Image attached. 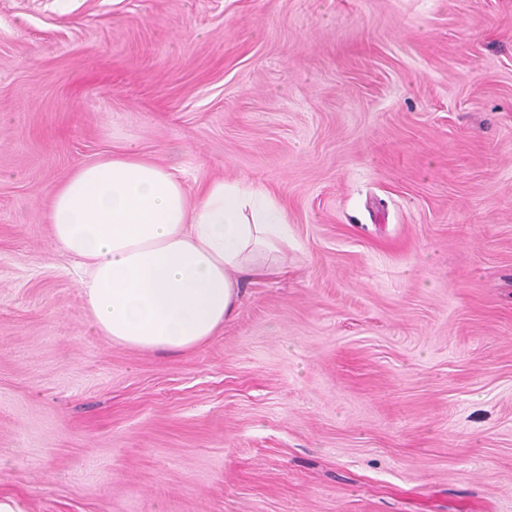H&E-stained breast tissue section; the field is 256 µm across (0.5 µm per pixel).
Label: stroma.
<instances>
[{
  "mask_svg": "<svg viewBox=\"0 0 512 512\" xmlns=\"http://www.w3.org/2000/svg\"><path fill=\"white\" fill-rule=\"evenodd\" d=\"M133 144L288 266L181 354L89 329L50 199ZM512 512V0H0V497Z\"/></svg>",
  "mask_w": 512,
  "mask_h": 512,
  "instance_id": "35a3bbf8",
  "label": "stroma"
}]
</instances>
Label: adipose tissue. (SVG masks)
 Returning a JSON list of instances; mask_svg holds the SVG:
<instances>
[{
  "mask_svg": "<svg viewBox=\"0 0 512 512\" xmlns=\"http://www.w3.org/2000/svg\"><path fill=\"white\" fill-rule=\"evenodd\" d=\"M179 150L159 163L134 146L79 165L56 189L53 239L78 261L94 333L184 353L209 340L250 277L279 273L288 214L268 192L215 179L188 192Z\"/></svg>",
  "mask_w": 512,
  "mask_h": 512,
  "instance_id": "1",
  "label": "adipose tissue"
}]
</instances>
